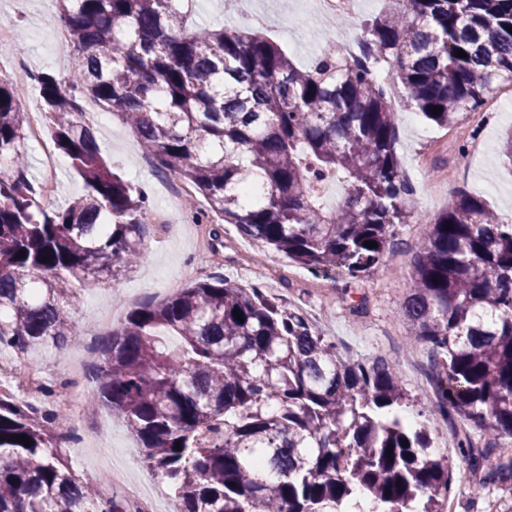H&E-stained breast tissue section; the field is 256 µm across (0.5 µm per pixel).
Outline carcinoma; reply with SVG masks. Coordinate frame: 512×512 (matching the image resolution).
I'll return each mask as SVG.
<instances>
[{"label": "carcinoma", "mask_w": 512, "mask_h": 512, "mask_svg": "<svg viewBox=\"0 0 512 512\" xmlns=\"http://www.w3.org/2000/svg\"><path fill=\"white\" fill-rule=\"evenodd\" d=\"M54 2L69 75L36 80L84 192L40 206L16 83L0 78V357L74 340L81 287L143 257L148 195L104 159L82 97L242 235L358 278L413 218L375 65H389L405 108L443 128L512 81V0H389L366 21L359 57H338L330 38L308 69L249 28L189 27L176 0ZM330 176L345 195L326 208L312 186ZM425 222L403 313L431 352L435 407L480 430L458 448L512 488V455H494L512 437V224L464 190ZM88 377L91 400L123 420L178 512H346L357 493L367 512H442L454 489L427 425L402 415L412 398L399 372L341 351L260 288L205 279L142 303L96 349ZM65 421L0 391V512H122L98 480L75 478Z\"/></svg>", "instance_id": "1"}]
</instances>
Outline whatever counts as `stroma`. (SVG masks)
Wrapping results in <instances>:
<instances>
[{
    "mask_svg": "<svg viewBox=\"0 0 512 512\" xmlns=\"http://www.w3.org/2000/svg\"><path fill=\"white\" fill-rule=\"evenodd\" d=\"M383 7L384 0H353V21L339 17L325 23L315 16L309 0H235L229 8L224 0H194L192 20L203 27L234 30L249 27L251 13H263L268 18L264 35L297 67L307 68L328 33L340 41L361 35L365 21ZM0 20L9 24L12 35L23 37L30 70L66 72L73 49L56 40L53 0H0ZM396 124V153L413 189L405 205L413 218L395 229L394 257L358 278L337 270L316 277L273 247L243 238L234 225L214 222L203 198L163 201L158 173L147 165L138 139L118 117L109 116L96 127L103 157L125 180L145 187L150 207H165L169 221L148 225L144 256L136 266L117 278H101L83 292L73 311L74 342L40 350L22 358V365L37 366L45 384L57 388L70 383V359H87L85 338L98 342L108 334L95 314L111 296L127 294L134 307L164 299L166 292L187 286L183 272L194 266L197 279L256 285L284 306L301 308L323 336L356 358L387 359L417 400L416 406L406 408V415H422L433 446L443 445L451 427L426 397L428 354L408 340L402 301L412 279L411 257L430 232L426 219L439 214L456 191L481 197L504 221L512 222V163L495 149L512 132V97L502 96L499 110L464 134L455 125L444 129L427 124L412 110L397 113ZM69 424L78 439L65 453L77 478L111 469L126 482L139 484L154 512H168L175 501L172 491L146 467L141 449L119 417L84 405L70 414ZM446 448L445 462L455 478L456 512H512V490L479 487L478 474L469 470L456 445Z\"/></svg>",
    "mask_w": 512,
    "mask_h": 512,
    "instance_id": "stroma-1",
    "label": "stroma"
}]
</instances>
